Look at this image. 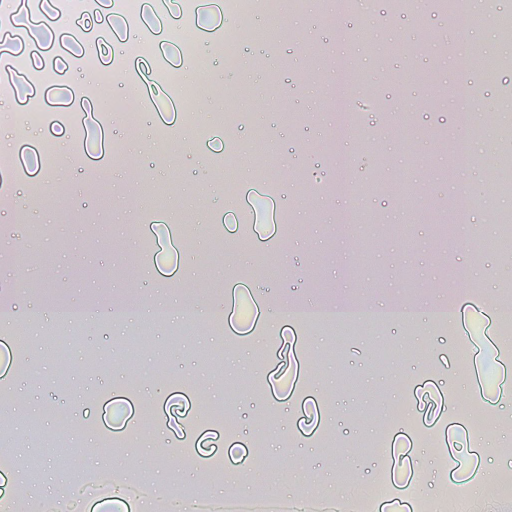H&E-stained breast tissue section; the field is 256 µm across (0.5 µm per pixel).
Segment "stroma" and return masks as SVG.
Masks as SVG:
<instances>
[{
  "instance_id": "obj_1",
  "label": "stroma",
  "mask_w": 512,
  "mask_h": 512,
  "mask_svg": "<svg viewBox=\"0 0 512 512\" xmlns=\"http://www.w3.org/2000/svg\"><path fill=\"white\" fill-rule=\"evenodd\" d=\"M199 14L213 25L235 18L214 51L226 75L246 63L249 78L224 83L198 55L195 81L182 82L194 36L182 30L174 44L168 32ZM126 15L156 32L152 48L94 63L116 82L140 73L136 95L76 93L71 78L88 69L62 34L39 49L0 40V85L35 94L13 101L16 152L0 156V167L28 177L44 215L33 223L19 211L0 223V295L52 313L100 311L90 323L53 314L0 328V381L24 401L0 402V471L23 465L13 512H125L134 483L167 495L204 476L212 497L259 487L298 497L311 486L379 512L402 471L421 490L414 512H452L461 499L485 512L478 497L449 493L440 466L442 457L464 458L479 436L512 458L505 419L488 433L472 421L473 396L491 416L512 385V362L493 354L497 336L512 334L497 315L512 250L496 244L501 218L512 216V192L499 186L512 181V68L489 75L477 63L493 43L512 55V8L476 12L454 0L444 10L421 0L400 18L372 0H280L272 13L251 0H178L176 16L159 17L136 0ZM466 35L468 53L457 55ZM254 42L282 53L244 62L241 49ZM48 68L51 84L41 78ZM467 82L492 93L463 115ZM152 101L160 104L153 136L168 149L148 166L141 109ZM218 107L220 123L211 119ZM38 128L63 152L42 150L31 137ZM284 138L294 157L280 150ZM216 194L224 209L213 223L178 232L166 224L169 212L199 214ZM444 218L456 232L443 242ZM472 224L482 233L471 235ZM122 254L135 258L133 274L120 270ZM259 287L360 313L282 325L247 357L248 333L262 320ZM451 293L461 303L450 325L361 313ZM162 297L188 317H171ZM116 298L131 314L119 324L109 318ZM220 303L223 315L194 314ZM18 331L26 343L13 341ZM143 331L149 342L134 346ZM446 336L456 344L438 346ZM447 372L468 377L453 397ZM251 395L261 404L248 411ZM222 408L250 413L247 446L215 419ZM203 428L212 438L206 456L192 446ZM104 470L114 492L87 494Z\"/></svg>"
}]
</instances>
